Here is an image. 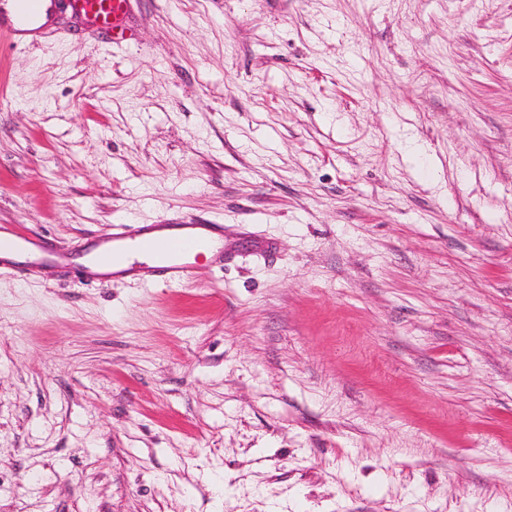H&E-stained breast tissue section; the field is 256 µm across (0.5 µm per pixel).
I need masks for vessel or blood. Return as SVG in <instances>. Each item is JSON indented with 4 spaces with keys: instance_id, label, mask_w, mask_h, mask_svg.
Here are the masks:
<instances>
[{
    "instance_id": "b4317fda",
    "label": "vessel or blood",
    "mask_w": 512,
    "mask_h": 512,
    "mask_svg": "<svg viewBox=\"0 0 512 512\" xmlns=\"http://www.w3.org/2000/svg\"><path fill=\"white\" fill-rule=\"evenodd\" d=\"M132 0H67L73 12L83 15L99 30L111 33L112 41L121 44L129 39L123 22ZM218 228L213 224H181L167 240L138 234L128 237L117 233L107 237L96 247L87 275L112 279L124 273L132 254L158 257V265L148 267V275L159 283H175L193 277L197 252L206 239H216ZM21 248L37 257L53 255L54 247L46 239L29 237L12 227L0 225V251Z\"/></svg>"
}]
</instances>
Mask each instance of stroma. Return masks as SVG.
<instances>
[{
	"instance_id": "35a3bbf8",
	"label": "stroma",
	"mask_w": 512,
	"mask_h": 512,
	"mask_svg": "<svg viewBox=\"0 0 512 512\" xmlns=\"http://www.w3.org/2000/svg\"><path fill=\"white\" fill-rule=\"evenodd\" d=\"M58 0L0 225L218 224L193 278L0 264V512H512V0ZM132 0H68L70 10L83 15L99 30L112 32V43L122 44L130 39L123 27Z\"/></svg>"
}]
</instances>
